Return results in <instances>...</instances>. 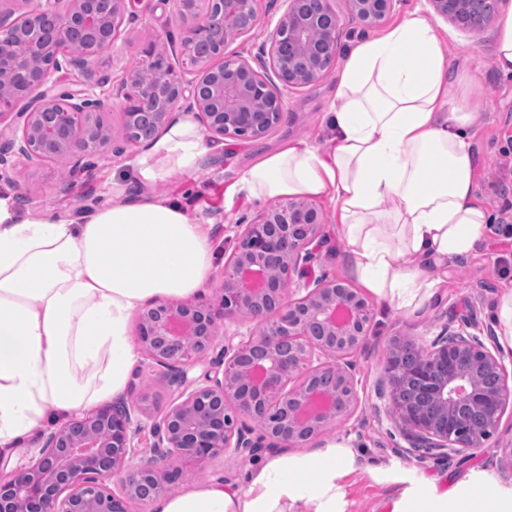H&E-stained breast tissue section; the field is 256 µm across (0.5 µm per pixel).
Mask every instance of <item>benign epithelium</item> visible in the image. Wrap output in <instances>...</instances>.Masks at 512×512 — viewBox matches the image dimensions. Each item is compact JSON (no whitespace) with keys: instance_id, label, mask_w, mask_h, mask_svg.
<instances>
[{"instance_id":"7a95c632","label":"benign epithelium","mask_w":512,"mask_h":512,"mask_svg":"<svg viewBox=\"0 0 512 512\" xmlns=\"http://www.w3.org/2000/svg\"><path fill=\"white\" fill-rule=\"evenodd\" d=\"M136 0H38L22 18L0 10V107L19 106L10 123L0 111V175L16 160L39 166L67 160L69 176L89 159L123 153L168 127L175 111H194L208 139L265 138L284 115L283 92L321 81L336 60L342 20L333 0H284L286 8L251 58L227 56L226 45L258 21L257 0H173L186 18L182 65L150 45L145 59L112 89L123 102V136L102 119L107 106L94 86L54 84L73 69L94 72L118 52L121 28L138 17ZM505 0H432L436 11L466 28L483 26ZM393 0H347L348 21L367 32ZM321 207L286 198L240 225L224 263L221 307L157 301L138 317L143 352L167 369L173 399L152 418L153 455L138 459L134 438L141 408L105 406L75 416L45 436L18 471L0 473V512H148L178 481L186 460L251 458L265 448L299 447L345 419L358 403L354 364L373 322L371 305L344 280L311 270L324 244ZM300 281H295V278ZM245 316L247 331L221 322ZM469 316L451 339L421 351L411 377L423 405L398 415L421 448L464 453L489 438L512 405L503 357L475 333ZM218 350L203 380L184 367ZM490 373L488 389L478 375ZM486 423L465 427L468 411ZM264 420L255 430L240 417Z\"/></svg>"}]
</instances>
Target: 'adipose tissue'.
Here are the masks:
<instances>
[{
	"label": "adipose tissue",
	"instance_id": "obj_1",
	"mask_svg": "<svg viewBox=\"0 0 512 512\" xmlns=\"http://www.w3.org/2000/svg\"><path fill=\"white\" fill-rule=\"evenodd\" d=\"M323 144L261 155L238 186L247 198L328 197L348 274L378 299L408 306L433 296L430 264L471 255L492 222L475 196L472 115L429 20L406 16L357 43L325 115ZM181 114L138 160L149 184L191 172L207 152ZM209 235L166 196H134L73 220L20 213L0 193V453L13 454L48 418L123 397L136 364L133 317L152 302L209 285ZM348 443L268 456L245 485L195 484L149 512H342L336 481L353 469Z\"/></svg>",
	"mask_w": 512,
	"mask_h": 512
}]
</instances>
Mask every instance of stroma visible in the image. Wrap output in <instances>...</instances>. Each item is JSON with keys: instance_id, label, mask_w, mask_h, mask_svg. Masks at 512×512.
Masks as SVG:
<instances>
[{"instance_id": "stroma-1", "label": "stroma", "mask_w": 512, "mask_h": 512, "mask_svg": "<svg viewBox=\"0 0 512 512\" xmlns=\"http://www.w3.org/2000/svg\"><path fill=\"white\" fill-rule=\"evenodd\" d=\"M258 24L248 34L229 43L227 54L257 52L273 30L284 5L282 0H257ZM426 17L443 38L442 47L457 63L459 77L469 82V97L475 110L474 149L480 158L475 175L476 197L496 221L512 225V77L499 75L493 65L495 25L470 30L437 15L429 0H394L385 26L399 23L409 14ZM137 21L124 25L117 45L118 59L102 58L93 74L73 70L68 85L80 89L93 85L97 97L108 101L103 119L113 132H121L120 101L112 99V87L119 84L126 68L135 66L142 51L164 32L179 33L183 26L172 5L159 0H142ZM360 39L353 24H344L336 62L320 82L284 92V117L267 137L257 142L224 139L209 144L195 170L175 171L157 180L151 192L178 200L195 209L210 226L215 252L214 271L203 300L218 305L224 275L225 256L234 246L235 227L249 222L261 210L260 202L239 193L238 182L258 154L280 147L284 142L322 143L327 137L323 122L336 88V82L349 50ZM137 146L119 156L96 159L90 171L79 175L70 192L59 185L63 175L59 164L40 167L18 162L7 177L0 179V193L17 194L20 210L50 209L70 217L82 210L101 206L112 199V185L126 184L129 191L141 192L136 161L145 153ZM438 289L419 307L400 308L371 298L374 312L372 329L365 344L351 360L359 403L344 422L314 439V446L346 441L356 453L352 472L338 479L345 512H390L393 500L404 488L437 483L439 490L453 489L458 483H475L478 475L490 478L495 489L512 495V468L502 462L505 448L512 446V408L506 409L498 430L480 447L466 456L433 455L417 448L405 435L390 407V389L384 364L394 337L410 340L426 349L454 317L473 313L480 329L501 338L505 328L499 320V296L512 287V240L490 230L472 255L449 261L433 272ZM165 370L145 355H138L129 375V390L124 402L145 408L135 442L143 455L153 445L151 414L163 410L173 393L164 377ZM257 459L217 458L204 466L189 463L184 467L183 485L203 482L244 484Z\"/></svg>"}]
</instances>
